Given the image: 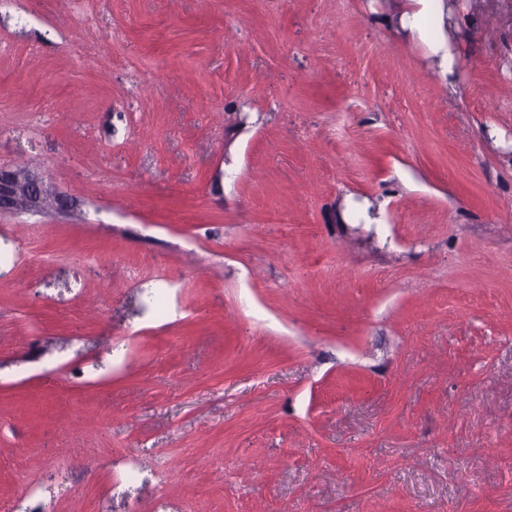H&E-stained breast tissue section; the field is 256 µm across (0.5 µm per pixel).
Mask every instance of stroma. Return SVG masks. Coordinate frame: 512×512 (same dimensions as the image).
I'll use <instances>...</instances> for the list:
<instances>
[{"instance_id": "1", "label": "stroma", "mask_w": 512, "mask_h": 512, "mask_svg": "<svg viewBox=\"0 0 512 512\" xmlns=\"http://www.w3.org/2000/svg\"><path fill=\"white\" fill-rule=\"evenodd\" d=\"M458 2L454 95L398 0L0 8L60 200L0 213V500L512 512V0Z\"/></svg>"}]
</instances>
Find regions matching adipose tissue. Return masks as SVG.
<instances>
[{
    "label": "adipose tissue",
    "instance_id": "1",
    "mask_svg": "<svg viewBox=\"0 0 512 512\" xmlns=\"http://www.w3.org/2000/svg\"><path fill=\"white\" fill-rule=\"evenodd\" d=\"M382 22L395 34L418 39L438 60V74L448 86H455L459 57L449 34L460 28L462 20L452 0H408L405 9L383 17Z\"/></svg>",
    "mask_w": 512,
    "mask_h": 512
}]
</instances>
